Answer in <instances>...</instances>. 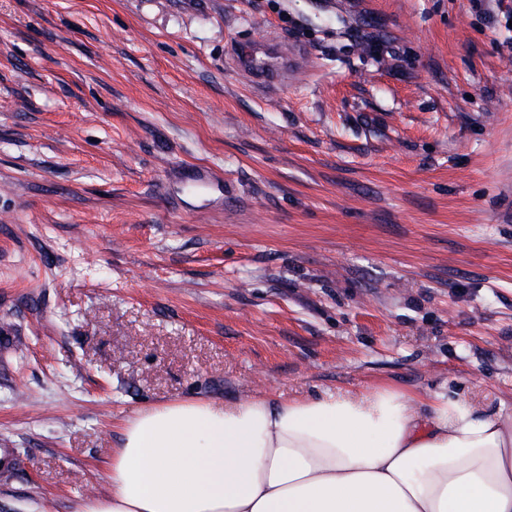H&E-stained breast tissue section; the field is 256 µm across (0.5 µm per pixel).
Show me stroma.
<instances>
[{
  "instance_id": "1",
  "label": "stroma",
  "mask_w": 512,
  "mask_h": 512,
  "mask_svg": "<svg viewBox=\"0 0 512 512\" xmlns=\"http://www.w3.org/2000/svg\"><path fill=\"white\" fill-rule=\"evenodd\" d=\"M375 386L512 407V0H0V512L148 404ZM233 57L240 73L268 88H277L288 78L293 79L299 59L272 33L250 46L235 48Z\"/></svg>"
}]
</instances>
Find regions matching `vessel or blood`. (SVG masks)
<instances>
[{
	"instance_id": "obj_1",
	"label": "vessel or blood",
	"mask_w": 512,
	"mask_h": 512,
	"mask_svg": "<svg viewBox=\"0 0 512 512\" xmlns=\"http://www.w3.org/2000/svg\"><path fill=\"white\" fill-rule=\"evenodd\" d=\"M233 57L240 73L268 88L294 78L298 64L297 55L272 35L252 45L235 48Z\"/></svg>"
}]
</instances>
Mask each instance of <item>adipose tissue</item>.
<instances>
[{
  "instance_id": "1",
  "label": "adipose tissue",
  "mask_w": 512,
  "mask_h": 512,
  "mask_svg": "<svg viewBox=\"0 0 512 512\" xmlns=\"http://www.w3.org/2000/svg\"><path fill=\"white\" fill-rule=\"evenodd\" d=\"M73 512H512V413L377 387L178 399L124 420Z\"/></svg>"
}]
</instances>
